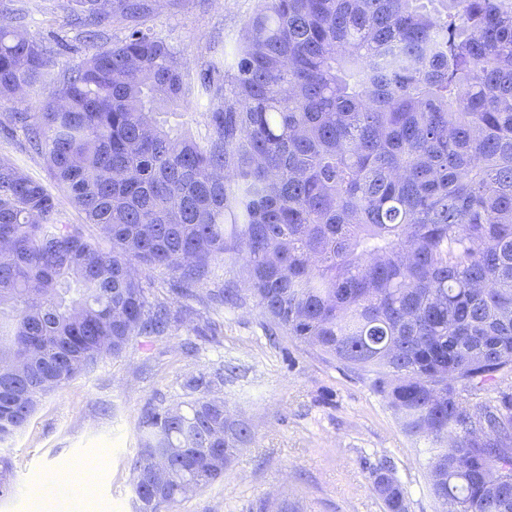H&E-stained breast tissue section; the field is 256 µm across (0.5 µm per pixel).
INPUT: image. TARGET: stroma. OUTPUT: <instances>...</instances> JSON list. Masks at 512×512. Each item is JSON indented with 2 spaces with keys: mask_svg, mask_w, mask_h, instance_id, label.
<instances>
[{
  "mask_svg": "<svg viewBox=\"0 0 512 512\" xmlns=\"http://www.w3.org/2000/svg\"><path fill=\"white\" fill-rule=\"evenodd\" d=\"M31 37L51 51L56 70L77 67L86 50L67 0H11ZM141 19L198 73L230 49L260 0H144ZM0 126V156L32 178L48 181L43 158ZM203 332L180 328L155 343L134 342L100 359L43 401L29 426L0 442L14 468L11 496L0 512H42L47 477L82 471L96 485L88 512H135L129 461L139 421L152 398L179 400L187 377L233 366L220 391L248 421L254 438L224 480L183 501L177 512H250L261 499L288 501L296 512H385L372 492L371 468L390 460L410 512H442L429 489V446L405 433L388 403L357 374L289 337L271 345L252 304L210 307ZM193 341L194 356L183 345Z\"/></svg>",
  "mask_w": 512,
  "mask_h": 512,
  "instance_id": "1",
  "label": "stroma"
}]
</instances>
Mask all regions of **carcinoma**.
I'll return each instance as SVG.
<instances>
[{"label": "carcinoma", "mask_w": 512, "mask_h": 512, "mask_svg": "<svg viewBox=\"0 0 512 512\" xmlns=\"http://www.w3.org/2000/svg\"><path fill=\"white\" fill-rule=\"evenodd\" d=\"M140 10L72 0L71 15ZM52 66L24 25L0 26V125L84 220L0 156V441L99 359L172 335L192 303L242 305L231 283L200 289L238 265L269 341L335 359L430 441L443 512H512V0H265L195 76L135 28L90 45L40 111H13ZM201 102L203 141L169 121ZM222 382L193 375L184 400L143 410L134 497L174 512L224 480L253 431L224 426ZM169 448L184 452L159 486L146 454ZM372 474L386 512H409L389 462Z\"/></svg>", "instance_id": "obj_1"}]
</instances>
